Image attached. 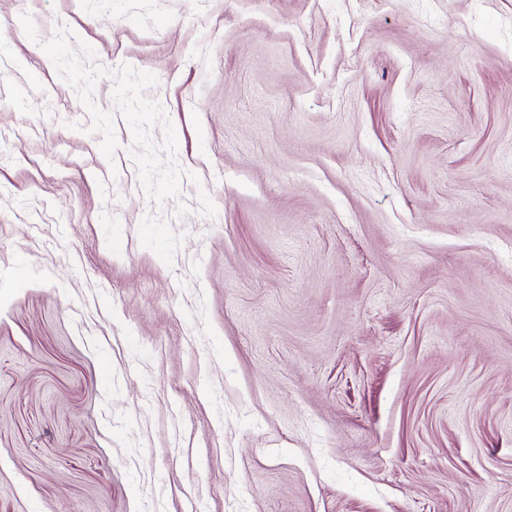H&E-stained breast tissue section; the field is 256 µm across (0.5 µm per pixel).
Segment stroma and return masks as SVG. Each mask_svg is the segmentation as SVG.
Listing matches in <instances>:
<instances>
[{
	"label": "stroma",
	"instance_id": "obj_1",
	"mask_svg": "<svg viewBox=\"0 0 512 512\" xmlns=\"http://www.w3.org/2000/svg\"><path fill=\"white\" fill-rule=\"evenodd\" d=\"M0 512H512V0H0Z\"/></svg>",
	"mask_w": 512,
	"mask_h": 512
}]
</instances>
